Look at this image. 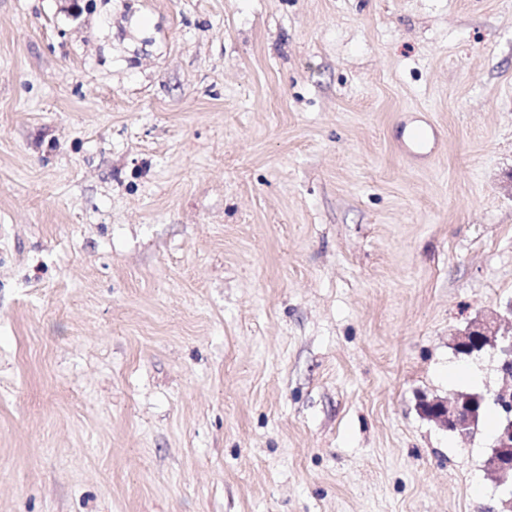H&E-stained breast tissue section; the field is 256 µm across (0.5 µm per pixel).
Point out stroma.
I'll use <instances>...</instances> for the list:
<instances>
[{"label": "stroma", "mask_w": 512, "mask_h": 512, "mask_svg": "<svg viewBox=\"0 0 512 512\" xmlns=\"http://www.w3.org/2000/svg\"><path fill=\"white\" fill-rule=\"evenodd\" d=\"M511 172L512 0H0V512H512ZM512 322V300L500 311L488 317L477 319L464 331L454 335L452 348L457 354L472 356L475 353L491 350L500 363V369L511 376L512 369V330L500 333L501 322ZM493 403L502 419L486 461V467L500 484H512V386L486 392H461L450 401L423 400L420 413L448 432L468 439L477 431L481 409Z\"/></svg>", "instance_id": "obj_1"}]
</instances>
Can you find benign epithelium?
I'll return each mask as SVG.
<instances>
[{
	"label": "benign epithelium",
	"mask_w": 512,
	"mask_h": 512,
	"mask_svg": "<svg viewBox=\"0 0 512 512\" xmlns=\"http://www.w3.org/2000/svg\"><path fill=\"white\" fill-rule=\"evenodd\" d=\"M512 322V300L503 308L483 319L472 322L465 330L453 337L452 348L458 354L471 356L490 350L500 363V369L512 374V330L500 331L501 323ZM493 403L501 412L502 419L486 461L491 474L503 484L512 481V386L486 392H461L450 401L424 400L420 413L441 428L468 439L477 431L481 409Z\"/></svg>",
	"instance_id": "7a95c632"
}]
</instances>
